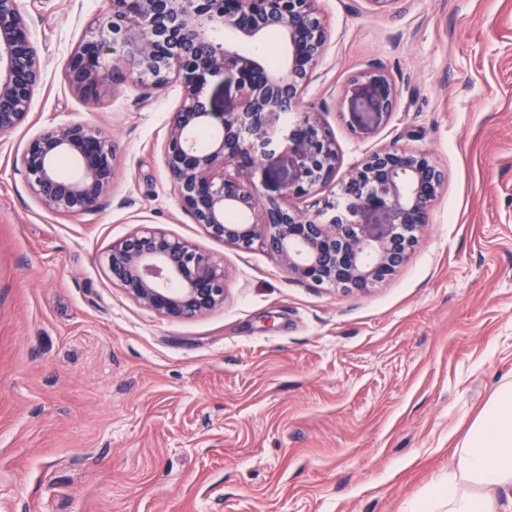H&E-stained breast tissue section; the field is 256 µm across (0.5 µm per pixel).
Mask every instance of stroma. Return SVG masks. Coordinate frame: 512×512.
<instances>
[{
    "instance_id": "35a3bbf8",
    "label": "stroma",
    "mask_w": 512,
    "mask_h": 512,
    "mask_svg": "<svg viewBox=\"0 0 512 512\" xmlns=\"http://www.w3.org/2000/svg\"><path fill=\"white\" fill-rule=\"evenodd\" d=\"M318 5L302 108L333 132L337 178L393 144L446 176L404 263L364 292L209 237L164 161L180 82L82 99L66 63L106 0H20L43 77L0 134V512H412L448 477L451 430L512 381V0ZM77 122L110 137L116 174L97 211L55 213L21 154ZM292 174L280 148L247 176L277 197ZM155 227L218 261L223 306L176 320L113 285L112 242ZM372 94L379 100L386 111L393 109L396 96L394 87L385 73L376 70L363 74Z\"/></svg>"
}]
</instances>
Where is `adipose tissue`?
<instances>
[{"label": "adipose tissue", "instance_id": "ef3b65f1", "mask_svg": "<svg viewBox=\"0 0 512 512\" xmlns=\"http://www.w3.org/2000/svg\"><path fill=\"white\" fill-rule=\"evenodd\" d=\"M444 498L447 512H512V382L489 394L460 436Z\"/></svg>", "mask_w": 512, "mask_h": 512}]
</instances>
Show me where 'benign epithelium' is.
Segmentation results:
<instances>
[{
    "label": "benign epithelium",
    "mask_w": 512,
    "mask_h": 512,
    "mask_svg": "<svg viewBox=\"0 0 512 512\" xmlns=\"http://www.w3.org/2000/svg\"><path fill=\"white\" fill-rule=\"evenodd\" d=\"M108 9L70 56L71 83L87 101L112 85L133 81L147 90L171 76L184 100L169 120L165 162L181 206L208 236L249 249L259 244L292 277L338 289L365 290L390 278L416 239L400 227L420 230L445 181L431 153L390 146L369 155L339 184L336 201L309 212L298 202L336 176L339 156L332 133L301 112L311 73L327 34L318 0H107ZM242 42L267 34L282 38L277 67L257 53L243 54L219 42L224 29ZM229 74L241 93L236 112H218L207 90ZM386 111L394 87L380 70L363 74ZM42 80V65L19 0H0V132L27 118ZM203 128L214 132L206 148ZM293 158L294 177L277 198L264 199L241 178L277 147ZM74 159L80 174L63 178L57 160ZM21 165L28 185L49 210H96L116 172V149L104 132L81 123L50 127L27 144ZM231 166L232 176L217 174ZM382 209L385 224H358V209ZM112 283L147 309L172 319L205 315L224 303V271L186 241L154 228L112 243L105 258Z\"/></svg>",
    "instance_id": "benign-epithelium-1"
}]
</instances>
